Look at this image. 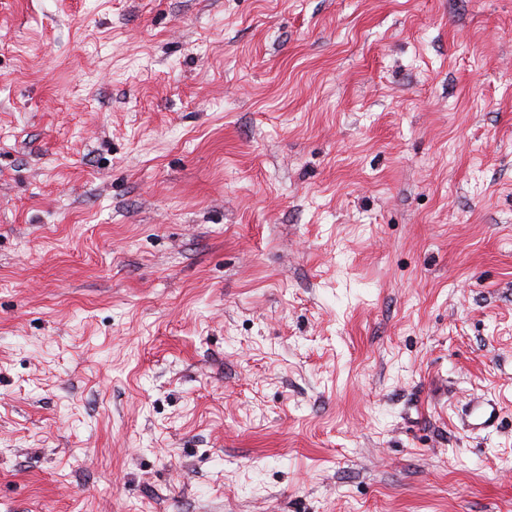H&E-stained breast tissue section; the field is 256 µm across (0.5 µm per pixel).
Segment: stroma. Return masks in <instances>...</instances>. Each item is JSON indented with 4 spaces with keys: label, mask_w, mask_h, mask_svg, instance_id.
Listing matches in <instances>:
<instances>
[{
    "label": "stroma",
    "mask_w": 512,
    "mask_h": 512,
    "mask_svg": "<svg viewBox=\"0 0 512 512\" xmlns=\"http://www.w3.org/2000/svg\"><path fill=\"white\" fill-rule=\"evenodd\" d=\"M0 512H512V0H0Z\"/></svg>",
    "instance_id": "35a3bbf8"
}]
</instances>
